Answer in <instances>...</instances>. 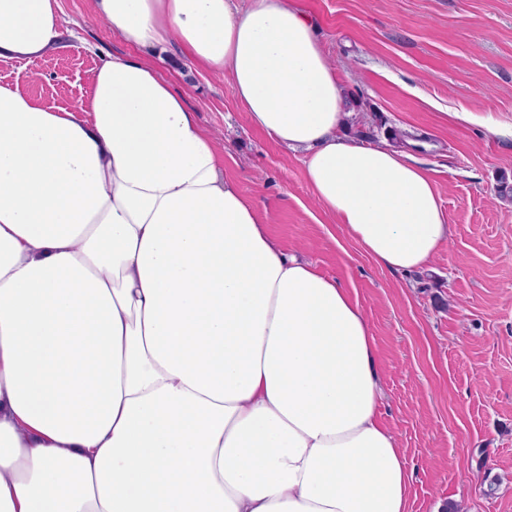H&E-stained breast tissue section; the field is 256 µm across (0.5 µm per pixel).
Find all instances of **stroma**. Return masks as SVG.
<instances>
[{
  "label": "stroma",
  "mask_w": 512,
  "mask_h": 512,
  "mask_svg": "<svg viewBox=\"0 0 512 512\" xmlns=\"http://www.w3.org/2000/svg\"><path fill=\"white\" fill-rule=\"evenodd\" d=\"M301 3L342 82L345 132L367 119L374 144L411 134L408 152L436 181L452 236L424 269L377 265L316 205L300 155L250 126L222 76L173 43L160 73L278 246L360 304L376 341L379 416L414 470L410 512H512V0ZM60 22L64 46L0 59V82L69 108L97 65L134 50L95 19L93 0H60ZM462 112L492 117L496 132Z\"/></svg>",
  "instance_id": "35a3bbf8"
}]
</instances>
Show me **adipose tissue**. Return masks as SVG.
<instances>
[{
  "label": "adipose tissue",
  "instance_id": "ef3b65f1",
  "mask_svg": "<svg viewBox=\"0 0 512 512\" xmlns=\"http://www.w3.org/2000/svg\"><path fill=\"white\" fill-rule=\"evenodd\" d=\"M122 42H174L303 157L383 268L449 239L431 174L342 137L343 89L299 0H95ZM63 37L0 0V57ZM350 290L280 249L151 58L53 109L0 83V512H408Z\"/></svg>",
  "mask_w": 512,
  "mask_h": 512
}]
</instances>
